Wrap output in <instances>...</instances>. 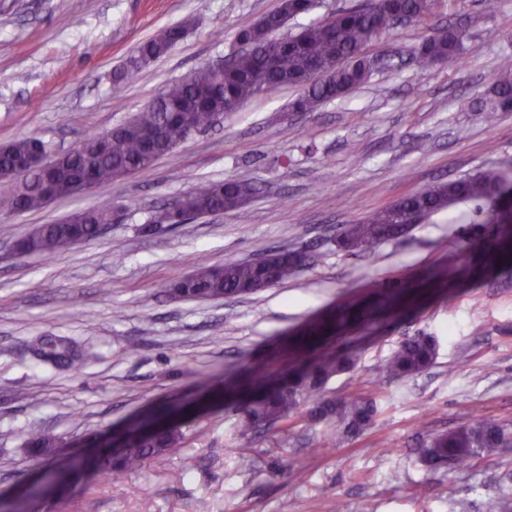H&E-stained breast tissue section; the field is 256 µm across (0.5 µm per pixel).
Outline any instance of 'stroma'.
Returning a JSON list of instances; mask_svg holds the SVG:
<instances>
[{
	"instance_id": "obj_1",
	"label": "stroma",
	"mask_w": 512,
	"mask_h": 512,
	"mask_svg": "<svg viewBox=\"0 0 512 512\" xmlns=\"http://www.w3.org/2000/svg\"><path fill=\"white\" fill-rule=\"evenodd\" d=\"M279 0H0V145L24 135L59 149L121 124L172 81L224 60L236 31ZM193 19L167 55L122 95L111 77L157 30ZM466 23L461 61L419 69L409 52L431 28ZM385 54L369 82L313 112H293L300 90L280 87L224 113L147 171L104 190L0 218V504L41 475L93 453L146 414L199 399L183 447L115 483L100 477L45 512H498L512 496V448L480 455L464 473L421 460L429 435L478 418L512 428V275L494 253L468 262L477 277L450 301L431 272L457 261L466 241H492L489 215L461 204L405 237L349 256L332 239L414 191L490 166H512V112L484 122L481 105L512 55V0H436L430 17L397 24L366 49ZM467 128L458 139V128ZM237 179L259 194L236 209L146 231L155 208L207 180ZM119 215L97 239L47 259L18 256L32 227L82 208ZM306 248L314 261L294 280L244 297L177 300L165 285L197 264L253 260L269 249ZM423 292L393 324L357 328L368 342L356 367L332 378L329 396L360 395L378 412L360 436L321 448V425L303 418L248 445L232 435L224 386L203 384L240 359L290 362L313 319L385 285ZM437 336L435 365L410 380L379 367L402 337ZM38 336H71L89 360L77 370L36 365ZM54 436L40 455L28 433Z\"/></svg>"
}]
</instances>
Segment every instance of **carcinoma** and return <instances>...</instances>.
Returning a JSON list of instances; mask_svg holds the SVG:
<instances>
[{"mask_svg":"<svg viewBox=\"0 0 512 512\" xmlns=\"http://www.w3.org/2000/svg\"><path fill=\"white\" fill-rule=\"evenodd\" d=\"M315 0H279L278 7L256 23L240 28L221 70L204 64L187 77L169 84L146 108L129 120L105 131L84 137L58 161L53 170L52 191L57 199L78 194L74 176L87 170L98 188L127 175L150 169L157 159L192 135L209 128L219 112H233L248 100L279 87H299L302 93L291 103L294 112H314L327 102L342 99L365 84L373 73L365 48L398 20H422L430 16L435 0H365L330 17L302 26L278 43L273 34L288 21L311 12ZM190 21L160 29L142 42L112 72V92L117 94L133 83L149 63L165 56L181 41ZM467 52L466 30L457 25L437 28L414 47V57L423 69L436 62L452 61ZM485 121L512 112V57L504 58L498 82L481 108ZM38 151L50 161L57 153L49 140L20 137L0 146V168L21 164ZM256 192L240 180H216L198 184L173 204L180 224L194 218L238 207ZM507 201L509 210L501 220L512 219V171L493 167L425 190L410 193L354 224L336 228V249L356 255L379 243L398 239L422 219L449 207L471 201L489 203V212ZM46 206L38 173L30 170L14 178L0 179V209L24 212ZM79 224H40L17 243L22 255L50 258L76 245L99 237L112 223V212L88 208L75 212ZM496 260L512 265V228L502 230ZM303 251H269L246 261L224 265L198 266L191 274L168 287L182 300H219L253 294L261 289L296 279L307 265ZM467 267L454 264L439 269L434 277L450 284L465 275ZM403 289L380 292L378 307H339L329 318L310 322L296 339L292 364L272 370L254 361L246 367L247 382H237L236 369L222 368L228 391L237 397L224 409L237 416L234 438L244 444L264 430L286 424L301 413L323 424L322 445L334 448L369 427L377 413L371 399L361 396L336 399L324 394L327 383L357 365L361 337L348 335L359 313L371 315L376 309L394 308ZM33 356L55 366H72L86 352L64 336H43L32 348ZM438 353L435 337L418 332L404 337L385 361L383 376L412 378L430 368ZM186 434L179 423L153 430L130 427L123 444L97 456L89 467L118 482L145 462L179 447ZM26 444L47 452L56 438L42 432L31 434ZM512 447V429L481 418L471 424L431 436L422 449L423 461L432 468L464 472L474 457ZM84 466L57 472L37 488L39 498L48 501L63 487L74 484Z\"/></svg>","mask_w":512,"mask_h":512,"instance_id":"carcinoma-1","label":"carcinoma"}]
</instances>
